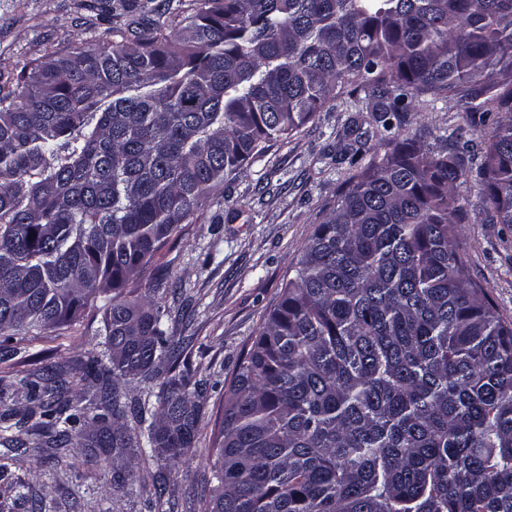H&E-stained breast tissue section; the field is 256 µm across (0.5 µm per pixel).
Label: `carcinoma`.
<instances>
[{
  "instance_id": "1",
  "label": "carcinoma",
  "mask_w": 512,
  "mask_h": 512,
  "mask_svg": "<svg viewBox=\"0 0 512 512\" xmlns=\"http://www.w3.org/2000/svg\"><path fill=\"white\" fill-rule=\"evenodd\" d=\"M351 88L379 144L324 206L224 389L200 512H512V323L465 276L460 188L512 226V0H196L141 33L24 64L0 86V341L64 331L100 297L80 406L56 374L0 395V447L126 448L184 463L203 395L141 275L224 183ZM455 100L430 148L388 135ZM482 146L464 139L492 114ZM147 390L128 396L122 382ZM135 423L129 432L127 419ZM165 488L147 468L116 482Z\"/></svg>"
}]
</instances>
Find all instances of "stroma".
<instances>
[{
    "mask_svg": "<svg viewBox=\"0 0 512 512\" xmlns=\"http://www.w3.org/2000/svg\"><path fill=\"white\" fill-rule=\"evenodd\" d=\"M131 2L136 9L129 13L119 0H0V86L17 66L81 43L111 42L113 27L133 15L152 18L169 8V0ZM365 107L364 92L343 93L300 130L271 141L214 195L204 219L183 225L156 257L169 277L168 292L159 298L170 310L167 333L184 342L194 377L207 389L189 461L159 467L167 489L161 507L153 506L151 488L114 485L115 471L139 469L140 461L124 464L103 448L102 468L78 471L71 466L73 447L43 448L38 435L29 434L27 455L0 474V512H31L37 500L46 512H197L195 495L212 475L209 450L224 381L294 275L318 212L335 201L349 168L347 144L355 135L373 134ZM460 113L455 101H440L408 113L392 133L420 134L433 146L458 127ZM461 194L471 213L458 227L466 275L483 285L500 317L512 322V230L480 222L486 192L479 181L468 179ZM102 328L103 312L94 308L69 328L67 339L48 335L11 361H0L8 405L19 413L27 408L24 377L100 356Z\"/></svg>",
    "mask_w": 512,
    "mask_h": 512,
    "instance_id": "35a3bbf8",
    "label": "stroma"
}]
</instances>
